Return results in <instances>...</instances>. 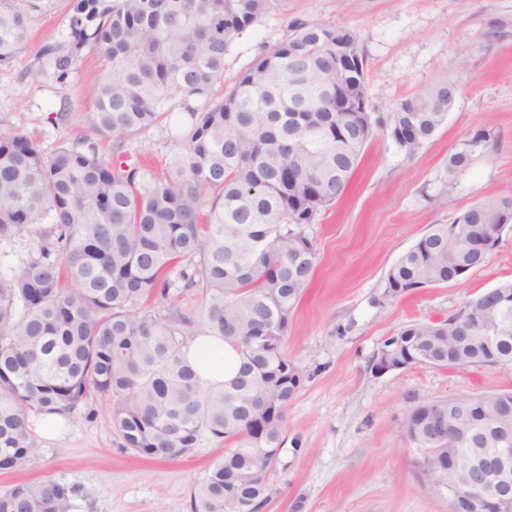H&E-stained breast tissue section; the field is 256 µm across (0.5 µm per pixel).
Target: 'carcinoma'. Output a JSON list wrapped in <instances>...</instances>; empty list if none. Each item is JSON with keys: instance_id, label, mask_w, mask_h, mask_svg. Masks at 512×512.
Here are the masks:
<instances>
[{"instance_id": "obj_1", "label": "carcinoma", "mask_w": 512, "mask_h": 512, "mask_svg": "<svg viewBox=\"0 0 512 512\" xmlns=\"http://www.w3.org/2000/svg\"><path fill=\"white\" fill-rule=\"evenodd\" d=\"M276 0H76L67 46L49 44L39 70L64 74L87 45L105 60L89 122L112 138L105 159L88 141L45 154L28 135L0 131V241L28 237L34 251L0 271V471L24 470L40 448L28 415H70L88 394L112 399L124 447L154 458L192 453L205 433L228 448L191 493V512H263L275 493L285 409L301 376L283 343L317 263L304 227L340 198L378 129L363 102L365 52L342 25L297 23L262 50L220 99L234 40ZM17 0H0V66L28 41ZM449 73L385 116L392 143L414 156L447 116ZM177 151L163 167L130 159L133 135L172 118ZM474 138L448 157L465 169ZM512 229V197L491 198L435 224L393 264L385 295L446 284L481 268L488 241ZM497 305L487 344L467 321ZM203 293L197 307L185 297ZM448 320L414 322L384 348L400 364L452 368L512 364V281L468 300ZM198 343L194 356L189 347ZM232 350L236 372L211 384L203 371ZM408 415L420 447L440 428L472 449L499 454L475 414L437 423ZM451 476L430 461L429 487ZM73 488L22 481L0 493V512H70Z\"/></svg>"}]
</instances>
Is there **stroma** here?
<instances>
[{
  "label": "stroma",
  "instance_id": "stroma-1",
  "mask_svg": "<svg viewBox=\"0 0 512 512\" xmlns=\"http://www.w3.org/2000/svg\"><path fill=\"white\" fill-rule=\"evenodd\" d=\"M74 0H20L29 40L0 66V125L17 128L44 152L88 139L103 157L112 140L88 118L105 61L94 47L65 76L34 74L45 44L64 42ZM297 22L355 30L365 50L368 111L387 114L445 74L460 94L442 126L413 158L378 132L348 186L319 223L306 226L318 263L296 306L284 350L303 380L286 411L284 443L267 512H448V496L423 487L420 454L404 421L422 401L462 399L512 389V365L413 366L375 374L385 341L414 321L443 320L473 295L512 280V231L489 262L456 282L385 295L387 270L432 225L470 205L512 197V0H283L239 36L212 90L223 96L262 49ZM56 112L71 115L54 125ZM470 165L452 174L450 154L474 137ZM175 146L168 125L131 138L130 157L166 162ZM58 440L38 439L23 471L0 474V490L24 480L73 487L91 512H191V492L224 443L203 436L177 459L124 448L107 397L92 394L66 419Z\"/></svg>",
  "mask_w": 512,
  "mask_h": 512
}]
</instances>
